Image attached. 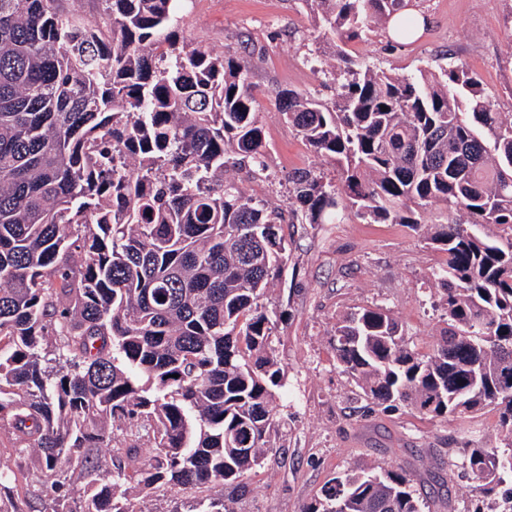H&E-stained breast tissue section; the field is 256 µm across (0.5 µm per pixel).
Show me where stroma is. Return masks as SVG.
<instances>
[{"mask_svg":"<svg viewBox=\"0 0 512 512\" xmlns=\"http://www.w3.org/2000/svg\"><path fill=\"white\" fill-rule=\"evenodd\" d=\"M421 19L412 39H391L388 24L372 26L347 43L354 66L369 65L404 76L466 64L481 78L485 97L512 113V0H414ZM181 26L192 40L217 53L252 52L251 80L274 181L235 177L268 208L289 211V173L329 170L288 125L277 95L292 89L324 102L334 98L313 59L331 51L326 35L300 0H189ZM288 260L265 302L276 321L273 345L284 385L276 401L284 421L274 451L247 479L235 512H299L322 486L343 471L373 467L416 476L423 512H474L477 495L456 466L467 440L502 446L498 416L483 410L442 420L407 407L368 410L359 388L332 353L329 330L337 317L380 304L403 326L410 346L429 352L444 326L432 301L434 271L446 258L426 237L404 224H373L353 210L332 224H288ZM0 462L15 472L20 512H52L32 464L19 461L14 441L0 430Z\"/></svg>","mask_w":512,"mask_h":512,"instance_id":"1","label":"stroma"}]
</instances>
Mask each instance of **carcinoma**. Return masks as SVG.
<instances>
[{
  "instance_id": "obj_1",
  "label": "carcinoma",
  "mask_w": 512,
  "mask_h": 512,
  "mask_svg": "<svg viewBox=\"0 0 512 512\" xmlns=\"http://www.w3.org/2000/svg\"><path fill=\"white\" fill-rule=\"evenodd\" d=\"M180 2L0 0V428L18 458H36L59 512H153L139 499L173 488L210 491L186 512H235L224 489L265 465L278 427L284 370L262 300L288 260L282 224H329L343 204L415 229L443 203L430 240L447 255V328L432 350L383 305L341 317L333 349L377 407L495 411L507 443L463 449L459 469L512 512V113L463 66L321 61L334 104L288 90L279 108L338 178L289 174L286 216L229 175L270 178L251 61L181 37ZM301 4L341 42L339 63L379 21L416 28L410 0ZM13 477L0 468V505ZM422 507L413 475L363 469L301 512Z\"/></svg>"
}]
</instances>
